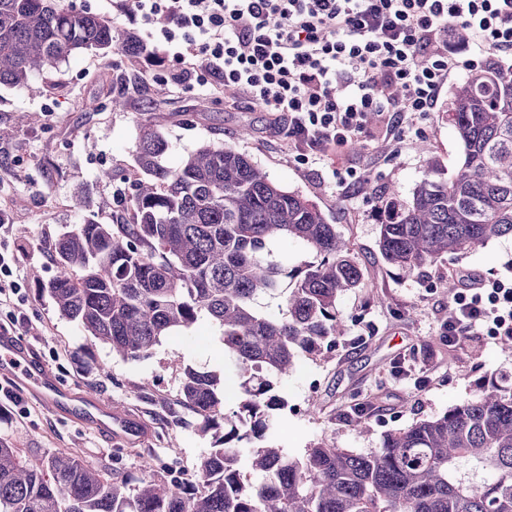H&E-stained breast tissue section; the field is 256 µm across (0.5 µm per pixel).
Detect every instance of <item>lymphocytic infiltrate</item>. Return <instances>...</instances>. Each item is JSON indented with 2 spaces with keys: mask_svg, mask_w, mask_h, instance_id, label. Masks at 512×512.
<instances>
[{
  "mask_svg": "<svg viewBox=\"0 0 512 512\" xmlns=\"http://www.w3.org/2000/svg\"><path fill=\"white\" fill-rule=\"evenodd\" d=\"M166 42L199 44L204 66L276 113L289 142L325 153L359 141L371 115L395 130L433 111L459 68L512 55V0H114ZM468 31L475 57L448 51ZM383 78L376 90L375 78ZM512 338V285L471 279L448 312L449 339Z\"/></svg>",
  "mask_w": 512,
  "mask_h": 512,
  "instance_id": "obj_1",
  "label": "lymphocytic infiltrate"
}]
</instances>
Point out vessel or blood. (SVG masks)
<instances>
[{"mask_svg": "<svg viewBox=\"0 0 512 512\" xmlns=\"http://www.w3.org/2000/svg\"><path fill=\"white\" fill-rule=\"evenodd\" d=\"M0 377L35 396L49 409L72 413L98 431L118 433L121 439L137 437V422L116 415L111 406L95 399H83L74 394L36 358L30 348L13 332L0 329Z\"/></svg>", "mask_w": 512, "mask_h": 512, "instance_id": "b4317fda", "label": "vessel or blood"}]
</instances>
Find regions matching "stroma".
Segmentation results:
<instances>
[{
  "instance_id": "obj_1",
  "label": "stroma",
  "mask_w": 512,
  "mask_h": 512,
  "mask_svg": "<svg viewBox=\"0 0 512 512\" xmlns=\"http://www.w3.org/2000/svg\"><path fill=\"white\" fill-rule=\"evenodd\" d=\"M174 57L161 40L130 57L78 53L58 68L35 74L24 87L0 89V246L13 252L20 285L0 302V326L10 325L34 354L73 392L90 395L133 416L146 429L136 444L107 437L80 420L57 414L29 394L0 410V439L29 454L77 450L85 464L137 484L143 459L153 456L167 479H189L212 447L199 416L183 405L185 367L222 369L216 329L200 320L191 333L167 337L145 358L113 355L91 344L40 291L55 266L51 243L91 218L101 224L131 218L127 199L140 171L134 161L139 130L151 126L169 143L164 159L178 166L210 144L246 153L286 190L315 201L351 248L361 271L359 288L336 302L347 333L325 359L301 357L280 387L288 401L270 439L288 455L321 441L356 453L377 451L385 432L439 416L473 398L478 387L512 384V348L475 332L441 338L452 304L444 292L461 273L512 281V238L502 237L457 258L406 275L380 253L375 212L389 196L409 198L430 163L452 173L462 147L434 112L387 136L375 121L358 148L302 164L271 114L253 108L244 93L227 94L202 66L196 47ZM125 106L113 109L114 97ZM39 115L20 123L19 113ZM109 178H101V171ZM84 206H77L76 197ZM368 426H350L355 409Z\"/></svg>"
}]
</instances>
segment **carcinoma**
I'll return each instance as SVG.
<instances>
[{
    "instance_id": "1",
    "label": "carcinoma",
    "mask_w": 512,
    "mask_h": 512,
    "mask_svg": "<svg viewBox=\"0 0 512 512\" xmlns=\"http://www.w3.org/2000/svg\"><path fill=\"white\" fill-rule=\"evenodd\" d=\"M116 48L142 50L111 21L55 0H0V85ZM442 118L461 143L460 164L449 176L431 164L410 198L389 197L379 217L381 255L407 275L512 237V65L490 62L455 86ZM168 148L157 130H140L132 223L87 219L63 233L41 290L124 358L207 317L224 369L186 367L181 393L199 429L214 431L213 448L190 482L151 474L132 487L75 450L28 455L0 441V512H512V387L495 382L386 432L377 452L322 442L293 457L267 443L288 406L280 381L345 334L336 301L360 285L361 269L316 203L246 154L207 145L170 168ZM282 238L320 260L288 270L273 249ZM261 298L277 302L278 315L265 314ZM230 381L237 404L227 412Z\"/></svg>"
}]
</instances>
